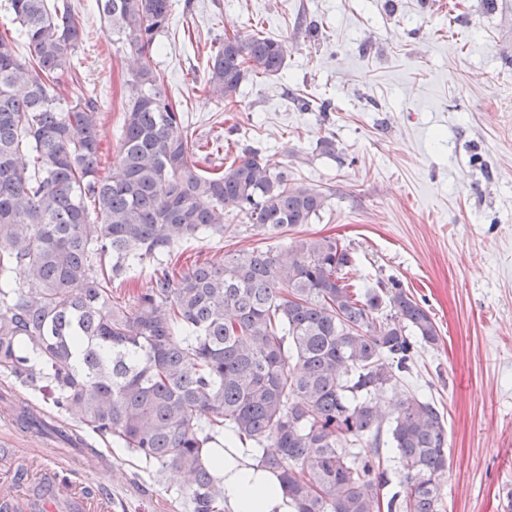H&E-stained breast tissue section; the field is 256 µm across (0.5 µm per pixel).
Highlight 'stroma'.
Returning a JSON list of instances; mask_svg holds the SVG:
<instances>
[{
  "instance_id": "obj_1",
  "label": "stroma",
  "mask_w": 512,
  "mask_h": 512,
  "mask_svg": "<svg viewBox=\"0 0 512 512\" xmlns=\"http://www.w3.org/2000/svg\"><path fill=\"white\" fill-rule=\"evenodd\" d=\"M83 26L76 79L95 89L100 138L116 162L129 49L97 0H71ZM151 52L169 98L215 165L244 146L327 198L310 223L270 239L229 216L223 237L182 243L223 256L330 236L349 245L351 283L395 278L439 328L409 389L447 416L444 512H512V0H174ZM262 29L288 56L246 74L232 103L201 90L224 36ZM311 110H303L302 101ZM328 112H319L322 101ZM330 137L335 156L318 143ZM92 452L15 423L0 402V448L40 450L73 477L103 476L112 512H188L182 485L85 432Z\"/></svg>"
}]
</instances>
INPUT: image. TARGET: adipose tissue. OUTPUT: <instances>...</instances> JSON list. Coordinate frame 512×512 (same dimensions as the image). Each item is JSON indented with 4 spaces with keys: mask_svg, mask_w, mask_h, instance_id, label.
Masks as SVG:
<instances>
[{
    "mask_svg": "<svg viewBox=\"0 0 512 512\" xmlns=\"http://www.w3.org/2000/svg\"><path fill=\"white\" fill-rule=\"evenodd\" d=\"M205 457L224 485L225 512H296L275 476L257 467L249 449L209 448Z\"/></svg>",
    "mask_w": 512,
    "mask_h": 512,
    "instance_id": "adipose-tissue-1",
    "label": "adipose tissue"
}]
</instances>
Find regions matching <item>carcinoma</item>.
<instances>
[{
	"mask_svg": "<svg viewBox=\"0 0 512 512\" xmlns=\"http://www.w3.org/2000/svg\"><path fill=\"white\" fill-rule=\"evenodd\" d=\"M30 55L0 33V375L77 410L160 475L181 473L191 512L224 486L202 450L229 430L281 483L297 512H442L444 412L399 394L418 347L439 338L431 311L391 278L357 292L348 246L331 237L181 264L178 245L224 235L241 214L272 237L309 223L319 190L272 172L261 150L213 176L150 64L173 0H98L135 56L119 159L101 168L99 106L74 82L83 28L70 0H9ZM284 42L258 32L218 42L203 89L233 99L246 73H279ZM152 264L150 287L116 288ZM392 393L395 405L376 397ZM16 422L74 448L30 400ZM403 479L389 485L383 456Z\"/></svg>",
	"mask_w": 512,
	"mask_h": 512,
	"instance_id": "cac0c4a2",
	"label": "carcinoma"
}]
</instances>
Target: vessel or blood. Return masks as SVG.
<instances>
[{"label": "vessel or blood", "mask_w": 512, "mask_h": 512, "mask_svg": "<svg viewBox=\"0 0 512 512\" xmlns=\"http://www.w3.org/2000/svg\"><path fill=\"white\" fill-rule=\"evenodd\" d=\"M19 459L15 449L0 451V464L9 473L7 480L0 481V512H112V491L105 483L88 488L65 479L64 465L48 456L41 464L43 492L27 502L21 489L28 481V468Z\"/></svg>", "instance_id": "vessel-or-blood-1"}]
</instances>
